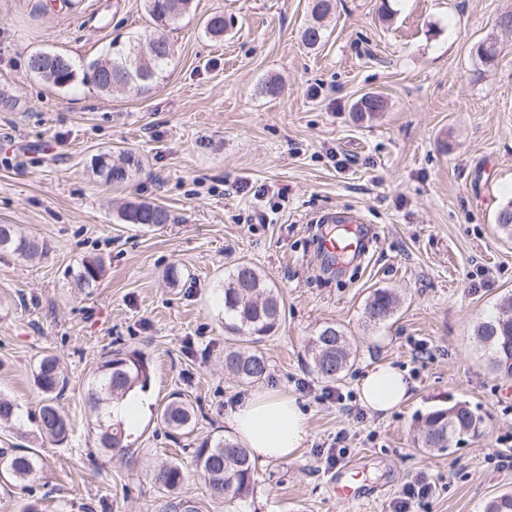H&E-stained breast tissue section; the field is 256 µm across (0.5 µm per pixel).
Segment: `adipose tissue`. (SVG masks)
<instances>
[{
    "mask_svg": "<svg viewBox=\"0 0 512 512\" xmlns=\"http://www.w3.org/2000/svg\"><path fill=\"white\" fill-rule=\"evenodd\" d=\"M359 398L378 413H389L407 401L410 384L404 370L384 362L360 379ZM228 423L251 460L294 458L307 437V416L296 397L279 390L257 391L231 411Z\"/></svg>",
    "mask_w": 512,
    "mask_h": 512,
    "instance_id": "obj_1",
    "label": "adipose tissue"
}]
</instances>
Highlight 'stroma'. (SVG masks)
<instances>
[{
	"label": "stroma",
	"instance_id": "1",
	"mask_svg": "<svg viewBox=\"0 0 512 512\" xmlns=\"http://www.w3.org/2000/svg\"><path fill=\"white\" fill-rule=\"evenodd\" d=\"M194 5L164 31L176 47L165 80L145 95L104 97L34 77L28 58L52 49L86 60L151 29L142 0H81L71 10L0 0V224L51 246L33 263L0 253V394L22 414L0 426V448L41 457L22 484L0 482V512H155L150 471L171 460L185 473L182 496L201 512H227L196 477L191 450L203 436L232 435L227 418L253 390L222 365L221 284L242 262L281 298V324L258 345L269 364L261 386L297 397L308 437L295 458L256 463L238 512H392L422 473L434 486L416 512H484L512 492V470L495 462L512 451L500 441L512 437V380L490 371L473 335L512 295V234L496 222L512 200V34L496 20L512 0H336L315 50L300 41L308 0ZM216 13L227 24L220 40L203 31ZM490 36L500 52L485 66L475 46ZM274 76L283 91L271 97L261 86ZM371 91L387 107L357 119L353 107ZM108 149L136 154L142 171L104 183L90 162ZM128 200L163 205L170 223H118ZM328 214L361 217L364 257L320 256L318 236L336 230L321 224ZM88 256L102 257L106 274L73 288L68 273ZM173 265L175 286L164 279ZM378 288L399 305L374 327L362 312ZM327 324L344 330L356 356L333 383L316 378L307 353ZM118 349L148 357L152 407L176 394L192 404L194 432L149 417L125 451L100 447L88 379ZM47 355L69 379L57 404L71 431L59 445L37 433L34 376ZM382 361L406 371V404L387 415L337 404ZM458 402L482 418L481 434L425 450L426 415ZM353 465L364 490L344 499L333 487Z\"/></svg>",
	"mask_w": 512,
	"mask_h": 512
}]
</instances>
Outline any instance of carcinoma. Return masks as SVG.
Wrapping results in <instances>:
<instances>
[{
    "label": "carcinoma",
    "mask_w": 512,
    "mask_h": 512,
    "mask_svg": "<svg viewBox=\"0 0 512 512\" xmlns=\"http://www.w3.org/2000/svg\"><path fill=\"white\" fill-rule=\"evenodd\" d=\"M144 9L155 29H164L189 13L192 0H143ZM335 9L334 0H311L310 19L301 32L302 44L313 49L327 36L325 20ZM224 16L213 14L205 21V31L213 38L224 36ZM174 44L165 36L134 32L120 43L102 50L89 60L71 62L72 69L55 68V64L31 55L30 71L43 76L47 68L56 69L57 78L51 84L67 89L76 81H88L104 95H111L108 81L99 80L103 74L115 84L127 85L136 95L147 94L163 79L165 66L174 56ZM386 102L378 93H366L355 103L353 111L358 117L380 112ZM93 173L109 184L125 182L140 168L139 161L129 153L112 157L103 151L91 160ZM123 224H137L150 230L171 220L169 211L160 204L128 202L118 210ZM48 242L33 232H25L15 224L0 226V253L6 252L25 261L40 259L48 254ZM104 275V266L98 257L84 258L77 269L69 272L77 288H91ZM397 306L392 293L378 288L371 293L364 306L366 323L380 325L391 318ZM280 321V300L273 287L251 264L242 262L224 277V329L231 334L230 345L224 347V371L243 384L259 382L268 374V361L262 352L249 350L239 342L257 343L273 334ZM474 336L488 351V365L499 378L506 379L502 361L512 353V296L503 298L496 311L479 323ZM313 372L326 382L337 381L350 367L351 355L347 337L340 328L323 326L309 342ZM151 377L148 358L138 350L115 351L94 371L88 388V402L95 414L100 431V443L107 450L125 447V428L122 422L112 419V402L121 400L135 387L146 388ZM37 387L47 395L60 396L66 379L54 357L45 356L38 365L35 376ZM20 418L19 407L6 397H0V424L11 425ZM157 423L171 431L189 429L193 424V411L180 397L175 396L157 414ZM482 420L462 403L429 412L422 429L423 447L444 451L449 441L464 434L480 430ZM38 429L54 443L68 437L70 423L59 409L45 399L38 414ZM40 456L28 449L0 448V478L6 482H23L39 468ZM195 471L210 497L222 499L229 505L243 501L252 490L254 466L245 448L223 435H209L198 440L193 448ZM184 480L180 463L170 461L155 467L152 481L162 500L158 512H198L200 506L189 498L178 495L177 489ZM485 512H512V493L495 497L485 507Z\"/></svg>",
    "instance_id": "1"
}]
</instances>
